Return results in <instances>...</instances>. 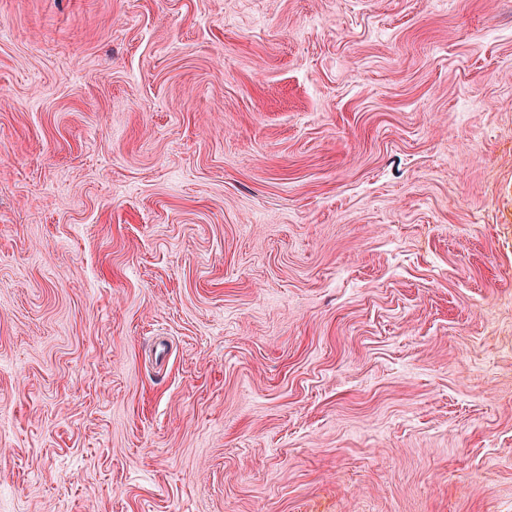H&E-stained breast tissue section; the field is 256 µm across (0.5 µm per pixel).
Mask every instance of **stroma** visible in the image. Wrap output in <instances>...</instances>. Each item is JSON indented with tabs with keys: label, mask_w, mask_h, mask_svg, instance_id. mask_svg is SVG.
I'll list each match as a JSON object with an SVG mask.
<instances>
[{
	"label": "stroma",
	"mask_w": 512,
	"mask_h": 512,
	"mask_svg": "<svg viewBox=\"0 0 512 512\" xmlns=\"http://www.w3.org/2000/svg\"><path fill=\"white\" fill-rule=\"evenodd\" d=\"M0 512H512V0H0Z\"/></svg>",
	"instance_id": "stroma-1"
}]
</instances>
